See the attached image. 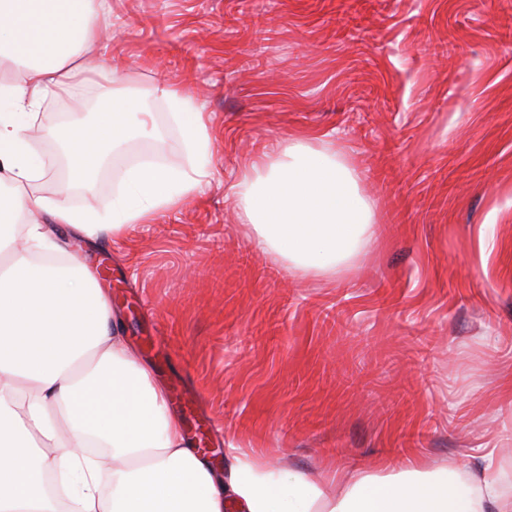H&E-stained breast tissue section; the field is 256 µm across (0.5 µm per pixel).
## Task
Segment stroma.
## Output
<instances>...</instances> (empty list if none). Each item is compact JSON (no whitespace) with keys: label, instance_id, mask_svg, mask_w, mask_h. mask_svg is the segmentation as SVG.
Here are the masks:
<instances>
[{"label":"stroma","instance_id":"35a3bbf8","mask_svg":"<svg viewBox=\"0 0 512 512\" xmlns=\"http://www.w3.org/2000/svg\"><path fill=\"white\" fill-rule=\"evenodd\" d=\"M116 86L153 114L96 174L110 211L134 168L191 172L156 87L208 117L200 194L120 237L67 236L188 441L309 475L474 463L512 474V0H110ZM318 135L358 175L376 240L347 272L260 251L232 191L287 140ZM60 192L68 160L41 141Z\"/></svg>","mask_w":512,"mask_h":512}]
</instances>
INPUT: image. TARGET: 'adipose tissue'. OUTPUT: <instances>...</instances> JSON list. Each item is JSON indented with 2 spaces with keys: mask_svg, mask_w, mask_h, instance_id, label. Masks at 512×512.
I'll return each instance as SVG.
<instances>
[{
  "mask_svg": "<svg viewBox=\"0 0 512 512\" xmlns=\"http://www.w3.org/2000/svg\"><path fill=\"white\" fill-rule=\"evenodd\" d=\"M110 11L107 0H0V64L22 67L19 79L0 83V186L9 188L12 218L0 226V512H512L489 451L469 478L461 464L432 470L413 455L396 472L358 471L341 486L334 474L276 467L239 448L218 470L188 447L163 388L60 232L116 236L194 195L210 149L203 112L160 88L195 165L129 171L127 195L110 213L75 211L36 190L47 175L33 134L45 96H70L90 75L123 71L98 42ZM98 103L112 115L113 144L153 123L122 90L102 92ZM233 190L257 247L297 267L336 270L374 235L355 171L305 138ZM35 211L49 223H31Z\"/></svg>",
  "mask_w": 512,
  "mask_h": 512,
  "instance_id": "adipose-tissue-1",
  "label": "adipose tissue"
}]
</instances>
